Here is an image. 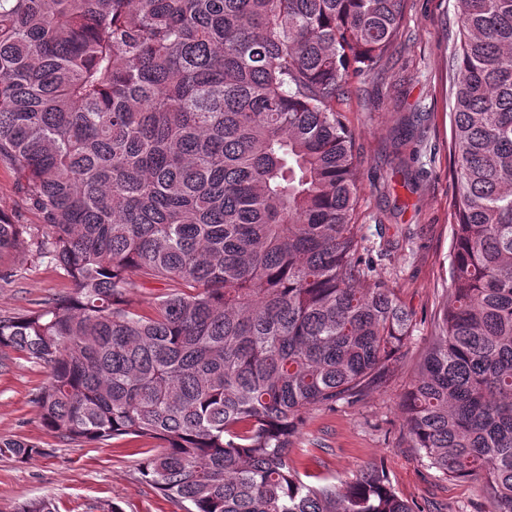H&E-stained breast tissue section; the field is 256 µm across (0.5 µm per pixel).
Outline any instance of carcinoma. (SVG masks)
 Returning <instances> with one entry per match:
<instances>
[{
  "instance_id": "1",
  "label": "carcinoma",
  "mask_w": 512,
  "mask_h": 512,
  "mask_svg": "<svg viewBox=\"0 0 512 512\" xmlns=\"http://www.w3.org/2000/svg\"><path fill=\"white\" fill-rule=\"evenodd\" d=\"M403 2L0 0V162L73 283L0 317V351L48 369L49 433L158 441L140 478L183 512H416L376 465L309 483L290 459L310 408L387 386L413 338L336 110ZM456 2L451 304L400 408L428 467L512 512V0ZM23 233L0 212V256ZM140 280L182 289L144 313Z\"/></svg>"
}]
</instances>
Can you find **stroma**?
<instances>
[{
    "label": "stroma",
    "instance_id": "stroma-1",
    "mask_svg": "<svg viewBox=\"0 0 512 512\" xmlns=\"http://www.w3.org/2000/svg\"><path fill=\"white\" fill-rule=\"evenodd\" d=\"M400 38L369 82L352 80L336 103L356 132L362 193L354 219L367 245L379 246L380 226L399 244L378 268L414 314V339L396 376L357 402L307 411L293 439L291 459L304 474L350 481L369 465L381 466L396 491L419 512H489L478 482L449 480L428 468L411 448L400 403L415 366L435 334L434 320L448 299V263L454 207L448 58L457 31L456 0H405ZM417 135L398 146L399 131ZM0 209L34 232L43 221L29 206L17 172L0 162ZM63 270L33 252L0 260V317L16 316L70 293ZM0 367V437L21 436L47 448L19 463L0 458V512L34 499L52 500L58 512H181L179 505L140 478L144 439L124 438L94 447L65 443L42 426L34 397L47 370L12 352Z\"/></svg>",
    "mask_w": 512,
    "mask_h": 512
}]
</instances>
